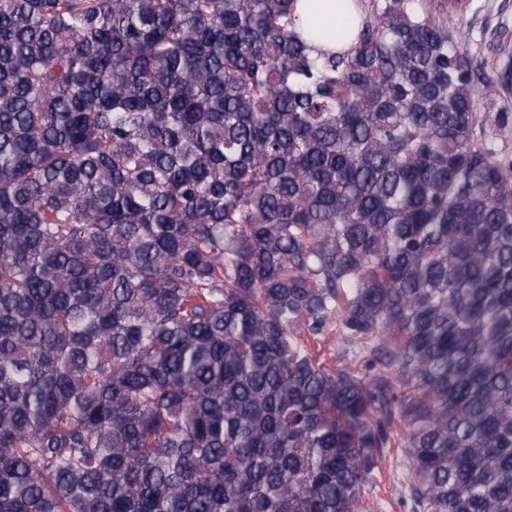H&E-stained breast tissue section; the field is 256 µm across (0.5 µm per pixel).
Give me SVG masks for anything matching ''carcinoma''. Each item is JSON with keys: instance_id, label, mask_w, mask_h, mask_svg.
<instances>
[{"instance_id": "obj_1", "label": "carcinoma", "mask_w": 512, "mask_h": 512, "mask_svg": "<svg viewBox=\"0 0 512 512\" xmlns=\"http://www.w3.org/2000/svg\"><path fill=\"white\" fill-rule=\"evenodd\" d=\"M0 0V512H512V160L454 16ZM339 325L372 371L301 344ZM347 0H296L295 10L302 20L300 31H304L306 24L311 28L319 27L325 34L319 39H311L310 44L317 51H323L336 46H344L346 49L351 46V42H346L342 38L338 19L336 16V3ZM408 467L407 460L400 453L395 451L389 455L380 474L375 477L373 500H370L374 503V510L369 512H411L409 501L402 502L395 492L404 484Z\"/></svg>"}]
</instances>
